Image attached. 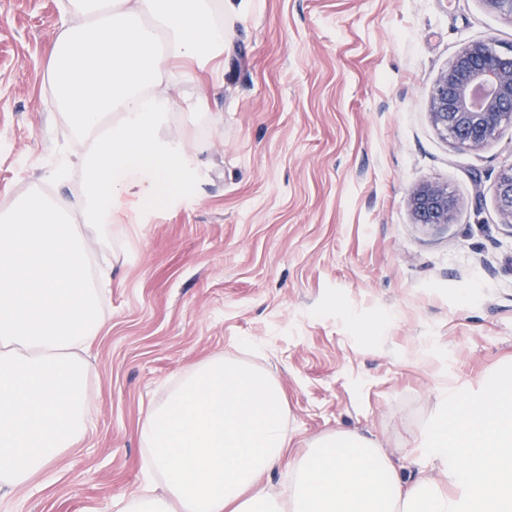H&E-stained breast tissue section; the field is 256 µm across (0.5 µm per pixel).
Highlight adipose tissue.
I'll return each instance as SVG.
<instances>
[{
  "instance_id": "obj_1",
  "label": "adipose tissue",
  "mask_w": 512,
  "mask_h": 512,
  "mask_svg": "<svg viewBox=\"0 0 512 512\" xmlns=\"http://www.w3.org/2000/svg\"><path fill=\"white\" fill-rule=\"evenodd\" d=\"M46 99L75 130L82 224L60 199L0 204V502L77 447L94 418L84 354L99 339L102 269L85 280V229L103 230L123 198L150 206L191 168L163 127L180 93L172 64L224 53V0H67ZM147 485L114 512H512V361L480 395L443 389L420 446L449 491L401 475L355 431L314 440L290 464L287 495L262 478L292 443L287 401L265 370L224 354L184 369L139 422Z\"/></svg>"
}]
</instances>
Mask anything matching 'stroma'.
<instances>
[{
	"instance_id": "stroma-1",
	"label": "stroma",
	"mask_w": 512,
	"mask_h": 512,
	"mask_svg": "<svg viewBox=\"0 0 512 512\" xmlns=\"http://www.w3.org/2000/svg\"><path fill=\"white\" fill-rule=\"evenodd\" d=\"M62 0H0V198L66 200L80 170L46 160L73 128L46 106ZM224 54L182 81L173 112L194 173L167 200L121 205L139 240L112 278L90 352L96 419L8 512H111L146 481L138 422L211 354L260 367L297 447L357 431L416 477L440 391L479 390L512 354V226L495 202L512 129L482 151L435 129L429 95L466 44L512 50L482 0H250L225 12ZM447 184L452 223H416L412 192Z\"/></svg>"
}]
</instances>
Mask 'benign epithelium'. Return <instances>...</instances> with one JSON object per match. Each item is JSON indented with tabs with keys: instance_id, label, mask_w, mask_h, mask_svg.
<instances>
[{
	"instance_id": "benign-epithelium-1",
	"label": "benign epithelium",
	"mask_w": 512,
	"mask_h": 512,
	"mask_svg": "<svg viewBox=\"0 0 512 512\" xmlns=\"http://www.w3.org/2000/svg\"><path fill=\"white\" fill-rule=\"evenodd\" d=\"M429 111L444 137L472 151H481L512 128V52L489 41L463 47L440 72L432 88ZM498 212L512 223V164L503 167L495 185ZM420 224H449L455 201L448 186L428 182L409 200Z\"/></svg>"
}]
</instances>
